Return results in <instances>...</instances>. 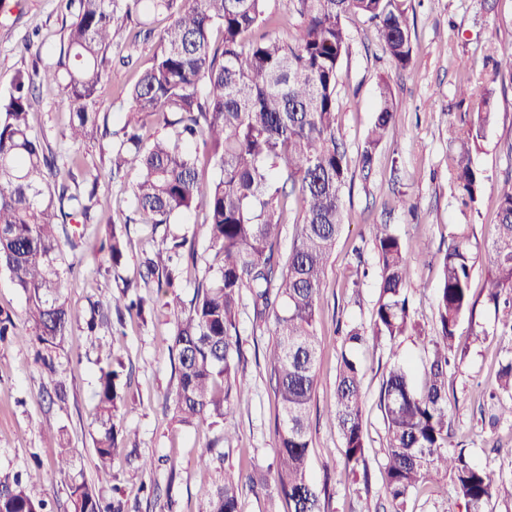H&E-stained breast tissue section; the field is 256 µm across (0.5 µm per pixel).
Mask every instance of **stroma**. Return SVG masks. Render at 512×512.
Returning a JSON list of instances; mask_svg holds the SVG:
<instances>
[{
	"mask_svg": "<svg viewBox=\"0 0 512 512\" xmlns=\"http://www.w3.org/2000/svg\"><path fill=\"white\" fill-rule=\"evenodd\" d=\"M414 17L415 39L411 66L396 69L385 53L374 24L353 15L345 21L349 53L341 62L338 86V129L350 164H357L367 131L380 104L378 83L388 78L398 104L396 133L377 150L369 174H356L343 197L345 224L329 261L320 306L318 335L322 354L310 407L309 475L326 489L325 512H389L382 484L386 446L379 403L383 378L399 359L410 367L414 386H422L424 346L436 334V288L439 255L460 226L470 228L477 255L471 279L475 301L472 316L458 330L463 353L448 372L451 444L465 449L477 463L499 476V490L488 512H512V418L496 417L488 400L502 363L512 360V335L503 333L506 307L486 299L489 256L486 244L497 220L498 195L512 180V78L495 75L493 60L512 51V0H407ZM68 17L58 0H0V95L18 75H30L55 63ZM495 41H487L488 30ZM116 48H129L134 63L113 62L103 78L101 115L106 132L83 145L68 137L69 113L56 86L36 91L31 133L49 144L61 172L99 174L98 203L93 222L83 229L78 250L64 249L65 297L73 313L71 331L54 355L55 371L47 373L34 360L27 338L33 330L25 321L23 296L0 272V309L11 313L18 341L0 344V485L17 474L39 467L41 480L32 486L35 498L54 501L55 512H71L69 486L85 483L102 501L120 496L127 512H200L201 497L225 470L252 476L243 487V512H288L284 498L266 493L261 474L276 461L277 413L269 385L265 352L273 342L271 323L253 319L250 300H243L237 326L248 381L234 404L230 425L176 422L173 398L177 373L171 351L174 320L190 307L194 282L220 264L207 247L202 224L204 208L159 227L141 223L131 203L139 179L131 169L122 183L110 175L113 134L129 106L128 89L147 67L158 43L155 35L135 37L132 23L118 22ZM31 50H24L25 42ZM480 76L495 88L494 118L481 148L474 155L485 177L479 202L463 206L454 190L450 157L449 114L470 112L460 103L457 88L466 73ZM407 192L414 214L395 206L398 192ZM127 219L128 241L119 266H111L98 247L115 215ZM390 224L407 252L429 241L432 256L418 269L410 287L412 314L421 326L418 336L394 342L367 341L356 352L363 370V423L366 435V475L343 471L344 447L327 413L336 398V376L343 349L342 325L369 326L379 288L377 257L368 234L372 224ZM175 236L194 241L197 263L174 271V287L159 283L143 265ZM145 297L143 317H111L96 336H88L85 321L94 304L119 299L125 286ZM121 366L119 386L125 404L114 423L123 437L124 453L109 472L96 468L94 440L98 436L95 389L106 362ZM66 384V397H53L55 380ZM73 450L67 471L55 466L59 441ZM207 464H200V454ZM455 496L450 477L441 475L407 498L403 512H448Z\"/></svg>",
	"mask_w": 512,
	"mask_h": 512,
	"instance_id": "35a3bbf8",
	"label": "stroma"
}]
</instances>
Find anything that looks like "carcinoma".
I'll list each match as a JSON object with an SVG mask.
<instances>
[{
  "mask_svg": "<svg viewBox=\"0 0 512 512\" xmlns=\"http://www.w3.org/2000/svg\"><path fill=\"white\" fill-rule=\"evenodd\" d=\"M72 17L66 42L42 80L62 86L68 105L69 137L76 145L100 129V89L108 53L117 31L114 19L135 18L140 30L152 31L154 17L165 14L164 28L150 67L128 91L121 136L112 146L110 174L138 169L132 190L135 211L153 228L174 224L204 198L208 249L222 264L195 286L189 311L177 318L174 344L178 386L176 415L184 424L219 419L229 422L233 397L247 381L239 374L243 352L237 314L242 289H248L255 320L273 314V344L267 355L270 382L279 403L276 420L277 463L270 492L288 499L291 512H325L322 492L310 480L309 409L316 387L320 342L319 299L329 260L345 214L344 189L354 178L347 150L338 136L337 88L340 66L349 49L345 20L361 15L375 23L394 66L413 60V23L406 0H286L300 18L295 36L283 40L270 30L267 0H60ZM220 41L212 42L213 31ZM380 106L360 150L361 171L371 169L381 142L395 132L397 103L390 85H378ZM33 77L19 76L0 96V270L25 296L27 320L39 344L36 361L54 371L53 352L60 347L72 315L63 300L61 237L71 247L82 237L76 229L92 220L98 177L83 192L57 180V158L50 145L31 136L29 114L36 99ZM479 95L466 127L448 122L454 156V182L463 203L481 196L484 178L473 153L484 138L494 89L459 87L461 100ZM163 122L170 132L148 140V120ZM201 136L218 169L201 192L198 158L188 141ZM299 213L287 261L277 241L290 202ZM75 225L69 230L67 226ZM378 258L379 298L369 328L347 330L341 352L336 402L328 419L344 446V472L365 465L361 369L354 350L368 338L394 341L417 332L410 315L407 287L416 267L390 224H370ZM99 251L120 264L124 242L117 225L100 240ZM488 303L512 295V185L501 189L498 221L487 244ZM196 260L195 244L174 238L170 246L146 260L152 273L167 270L173 259ZM477 256L468 227L451 235L439 258L436 293L437 333L425 348L426 381L418 390L408 368L395 360L380 390L387 448L382 464L384 489L400 512L413 490L434 476H450L456 501L465 512H485L497 492L495 473L449 447L448 368L458 357L457 329L473 313L470 280ZM118 372L101 369L95 393L100 432L94 447L98 468L107 472L122 450L113 423L124 403ZM502 415L512 417V362L497 372L490 395ZM39 472L0 487V512H47L28 484ZM243 477L224 473L223 484L203 492L200 512H242ZM73 512H125L123 503L105 504L83 482L70 486Z\"/></svg>",
  "mask_w": 512,
  "mask_h": 512,
  "instance_id": "cac0c4a2",
  "label": "carcinoma"
}]
</instances>
